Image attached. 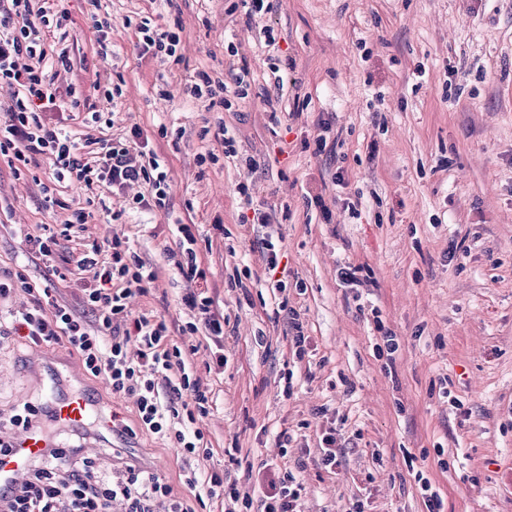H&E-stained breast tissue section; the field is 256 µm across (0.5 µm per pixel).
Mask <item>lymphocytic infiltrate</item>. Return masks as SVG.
I'll return each instance as SVG.
<instances>
[{"label": "lymphocytic infiltrate", "mask_w": 512, "mask_h": 512, "mask_svg": "<svg viewBox=\"0 0 512 512\" xmlns=\"http://www.w3.org/2000/svg\"><path fill=\"white\" fill-rule=\"evenodd\" d=\"M50 0H0V82L17 92L0 115V156L7 158L14 174L21 175L51 159L54 184L42 185L43 204L59 205L58 184L68 183L86 192L101 189L122 191L140 182L147 194L135 198L138 209L162 205L169 188L168 171L155 150L139 145L140 131L130 137L81 139L47 120L58 105L50 69L69 67L70 57L61 42L48 41L49 29L62 28L64 19L54 14ZM22 18L13 27V18ZM195 99L224 105L227 94L243 98L247 92L243 76L233 85L222 78L200 74L186 86ZM86 214L73 212L62 231L42 226L38 234H25L29 253L52 264L60 237L84 224ZM179 247L169 258L188 282L204 278L194 227L178 225ZM73 272L80 277L76 305L59 302L50 288L32 286L25 275L14 283L0 282V296L21 289L31 305L11 323L10 335L33 344H64L80 358L86 374L104 380L115 394L135 396L137 425L168 440L184 455L208 451L203 432L196 423L210 412L208 390L188 364L196 346L178 344V337L204 333L217 346L216 367H223L219 348L224 337V316L204 290H190L182 301L192 319L171 325L147 315L131 316L128 300L154 283L158 275L120 239L109 248L94 245L77 253ZM53 318H46V308ZM183 481L198 491L199 498L223 503L224 512H237L240 494L233 482L219 474L202 476L185 469ZM302 488L293 477L272 470L261 499V512H301ZM169 500V512H196L188 501L173 497L170 486L152 472L125 465L104 472L97 460L82 454L79 444L67 442L47 449L36 459L24 482L0 494V512H110L114 501L125 504V512H153L158 498Z\"/></svg>", "instance_id": "f902f5d3"}]
</instances>
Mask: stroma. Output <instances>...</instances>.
<instances>
[{"label":"stroma","mask_w":512,"mask_h":512,"mask_svg":"<svg viewBox=\"0 0 512 512\" xmlns=\"http://www.w3.org/2000/svg\"><path fill=\"white\" fill-rule=\"evenodd\" d=\"M55 4L70 18L71 67L54 85L83 103L65 104L54 122L96 137L140 129L170 190L164 207L140 212L138 187L101 203L68 187L46 209L39 184L51 163L19 179L0 160V279L21 271L72 301L68 282L26 256L22 234L82 208L87 222L61 257L120 238L158 271L132 313L184 322L188 284L168 253L177 225L192 224L212 246L200 285L225 318L223 370L210 366V340L182 338L197 345L193 364L212 398L201 424L211 454L189 458L139 431L90 434L88 456L105 469L120 457L145 462L190 501L184 468L229 474L256 500L273 462L301 485L302 512H426L419 472L444 512H512V0H266L250 18L241 0H101L94 15L87 0ZM146 19L179 30L174 56H140ZM243 69L248 95L228 105L211 109L185 91L197 73L229 83ZM116 86L121 96L107 102ZM98 110L111 125L91 123ZM321 137L331 145L322 153ZM208 152L217 163H200ZM242 183L268 226L240 225ZM314 195L323 208L309 206ZM269 233L281 292L261 250ZM347 265L361 267V285L340 280ZM388 335L399 344L392 355ZM77 360L61 344L0 338V423L53 386L92 393L134 425L133 398L69 377ZM331 429L332 470L319 450Z\"/></svg>","instance_id":"35a3bbf8"}]
</instances>
